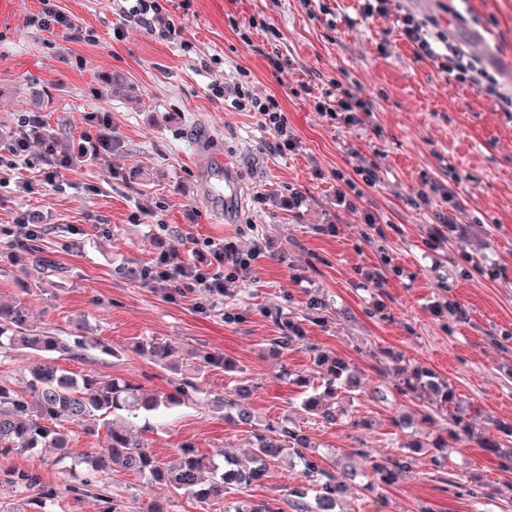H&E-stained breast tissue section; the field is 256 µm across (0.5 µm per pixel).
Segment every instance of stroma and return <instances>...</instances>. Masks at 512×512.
I'll list each match as a JSON object with an SVG mask.
<instances>
[{
	"instance_id": "obj_1",
	"label": "stroma",
	"mask_w": 512,
	"mask_h": 512,
	"mask_svg": "<svg viewBox=\"0 0 512 512\" xmlns=\"http://www.w3.org/2000/svg\"><path fill=\"white\" fill-rule=\"evenodd\" d=\"M329 5L331 18L318 0H168L167 16L182 28L181 41L169 42L124 20L115 0H0V156L37 113L68 161L46 178L34 137L28 189L0 166V301L21 299L58 335L112 347L109 356L55 355L75 374L171 391L173 373L130 349L147 337L170 344L185 367L204 352L230 358L237 372H205L203 393L248 379L254 408L270 419L298 411L302 389L282 371L320 384L312 347L351 360L364 391L340 395L346 417L328 427L305 416L299 423L327 458L366 448L370 458L356 460L365 467L397 446L398 412L423 405L393 391L398 360L448 379L476 429L512 422V112L416 58L396 22L406 12L443 31L507 93L512 0H395L383 18L363 17L357 0ZM47 7L71 28L43 30L36 18ZM254 19L266 30L252 28ZM271 31L277 68L262 53ZM244 73L253 94L279 100L296 138L286 155L270 150L273 133L258 114L213 94V83L230 86ZM332 79L373 102L364 125L328 123L312 97L291 93ZM106 131L112 150L71 161ZM223 158L239 180L232 201L211 189ZM360 166L377 167L378 181L340 203L343 178ZM430 182L452 198L420 205ZM370 213L376 223H366ZM443 214L452 224L437 223ZM28 222L41 227L32 243ZM229 242L255 258L225 279L223 294L141 279L160 253L204 263L212 246ZM313 298L320 309H308ZM290 321L303 339L275 351L271 340ZM355 418L372 428L352 427ZM142 437L163 461L182 442L240 456L251 441L223 411L199 404L150 418ZM5 468L34 472L54 489V512H101L103 487L125 512L155 501L167 512H224L120 468L71 490L45 448L0 457ZM447 470L457 481H439L431 456L416 455L395 485L352 488L344 512H512V471L476 443L450 444ZM306 487L302 466L283 462L249 493L271 502Z\"/></svg>"
}]
</instances>
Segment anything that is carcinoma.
Returning a JSON list of instances; mask_svg holds the SVG:
<instances>
[{
  "label": "carcinoma",
  "instance_id": "carcinoma-1",
  "mask_svg": "<svg viewBox=\"0 0 512 512\" xmlns=\"http://www.w3.org/2000/svg\"><path fill=\"white\" fill-rule=\"evenodd\" d=\"M299 339L300 328L290 321L288 335L273 338L272 344L286 350ZM2 348L65 355L84 350L86 345L78 339L72 345L67 339L37 326L24 302L16 300L0 304ZM133 352L148 357L164 369L174 365L172 349L157 338L136 343ZM314 360L323 376L324 393H319L317 387L303 391L299 409L312 419L334 425L339 414L327 399H336L338 392L346 388L358 390L354 367L349 360L318 348L314 349ZM209 368L232 372L235 363L222 356L202 354L199 362L189 368L188 375L180 379L175 391L148 393L127 381L105 380L92 373L75 375L44 362L29 369L25 389L15 391L0 386V455L55 448L58 450L56 464L86 485L120 467L201 503L219 502L232 494L234 498L226 512H283V508L274 503L245 501L237 498V494L253 484L263 483L272 467L289 456L298 459L303 466L312 492L293 491L283 504L291 507L293 512H341L339 506L351 488L358 486L373 490L377 485H394L398 476L410 468L413 455L421 452L431 455L434 462L444 466L447 457L440 454V450L448 447V440L463 443L475 434L472 423L452 414L446 436L423 440L416 436L415 425L418 420L425 419V415H420L418 420L403 416L394 422L405 436L398 449L409 450L411 454L400 458L387 456L373 463L369 471L350 464L327 467L323 465V457L315 452L307 433L292 418L263 420L257 415L250 402V385L240 379L232 391L218 399V403L224 407L225 420L251 432L252 447L243 459L226 456L224 465L220 466L201 455L194 445L182 443L176 462L167 464L156 458L130 427L114 425L108 426L107 454L74 455L68 450L71 423L96 421L116 413L131 419L150 413L161 415L195 402L194 394L199 392L198 376ZM393 377L396 390L402 395L426 394L440 408L455 401L452 387L428 372H410L399 367L393 371ZM506 437L512 438V423L498 422L493 430L479 435L478 443L487 452L498 456L503 448L502 439ZM7 477L22 492L40 488L39 478L33 473L18 470L8 473Z\"/></svg>",
  "mask_w": 512,
  "mask_h": 512
}]
</instances>
